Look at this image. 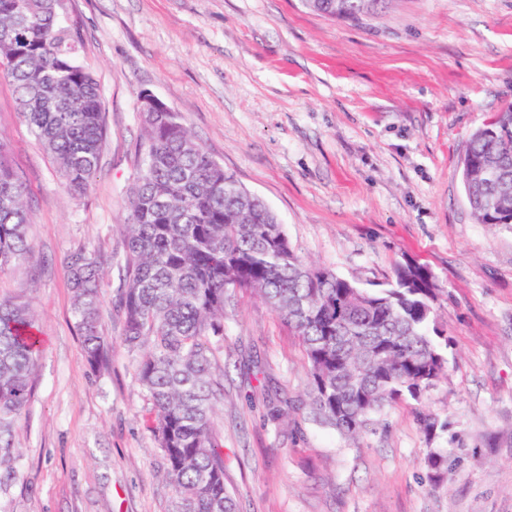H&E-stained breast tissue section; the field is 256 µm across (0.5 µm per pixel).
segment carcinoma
<instances>
[{
    "label": "carcinoma",
    "mask_w": 512,
    "mask_h": 512,
    "mask_svg": "<svg viewBox=\"0 0 512 512\" xmlns=\"http://www.w3.org/2000/svg\"><path fill=\"white\" fill-rule=\"evenodd\" d=\"M61 0H0V82L54 159L65 188L84 192L99 167L105 108L78 60L80 39ZM333 19L360 21L391 0H302ZM144 140L129 199L125 254L117 260L122 342L152 402L150 429L166 460L175 512H238L224 484L213 416L224 385L212 372L236 294L256 293L301 339L310 405L321 422L353 436L385 405L422 396L447 377L431 270L408 258L386 287L366 290L303 262L282 224L239 185L174 112H142ZM502 169L490 183L487 167ZM464 188L481 224L512 225V110L477 130L463 158ZM27 190L0 140V272L26 261ZM73 313L86 356L99 364L98 261L68 256ZM41 338L29 305L0 299V459L20 457L9 433L32 394Z\"/></svg>",
    "instance_id": "cac0c4a2"
}]
</instances>
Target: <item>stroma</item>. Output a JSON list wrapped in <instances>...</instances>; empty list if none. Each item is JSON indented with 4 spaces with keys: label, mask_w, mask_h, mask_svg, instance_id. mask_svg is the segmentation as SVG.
Segmentation results:
<instances>
[{
    "label": "stroma",
    "mask_w": 512,
    "mask_h": 512,
    "mask_svg": "<svg viewBox=\"0 0 512 512\" xmlns=\"http://www.w3.org/2000/svg\"><path fill=\"white\" fill-rule=\"evenodd\" d=\"M98 80L107 138L85 193L0 82V138L30 204L31 258L0 272L44 339L0 464V512H173L152 404L122 343L115 260L143 139L140 97L177 113L278 216L296 253L375 290L410 256L442 290L448 377L348 437L311 414L296 331L243 293L217 355L215 431L240 512H512V225L477 223L472 134L512 106V0H393L360 23L301 0H63ZM101 261V367L84 353L67 256ZM292 406L272 419L268 388ZM442 424L426 435L420 412ZM448 457L434 480L429 450Z\"/></svg>",
    "instance_id": "stroma-1"
}]
</instances>
